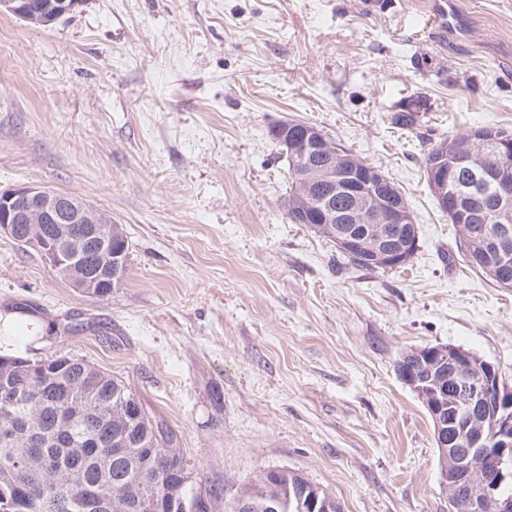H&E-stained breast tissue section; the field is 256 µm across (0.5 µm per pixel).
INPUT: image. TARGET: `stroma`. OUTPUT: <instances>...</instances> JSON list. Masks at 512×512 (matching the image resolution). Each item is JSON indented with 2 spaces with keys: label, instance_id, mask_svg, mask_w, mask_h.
<instances>
[{
  "label": "stroma",
  "instance_id": "stroma-1",
  "mask_svg": "<svg viewBox=\"0 0 512 512\" xmlns=\"http://www.w3.org/2000/svg\"><path fill=\"white\" fill-rule=\"evenodd\" d=\"M444 2L443 28L424 0H84L49 29L0 13V190L76 195L130 244L122 284L92 297L1 235L0 315L43 322L21 357L124 380L219 491L213 512L274 468L342 512H448L396 362L451 345L512 382V288L466 264L424 168L441 140L512 133V0ZM291 120L401 191L409 264L352 266L287 218L269 128Z\"/></svg>",
  "mask_w": 512,
  "mask_h": 512
}]
</instances>
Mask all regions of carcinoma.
<instances>
[{"label": "carcinoma", "instance_id": "1", "mask_svg": "<svg viewBox=\"0 0 512 512\" xmlns=\"http://www.w3.org/2000/svg\"><path fill=\"white\" fill-rule=\"evenodd\" d=\"M460 152V157L491 166L493 161L481 143L467 133L432 147L424 156L429 164L445 147ZM299 173L288 167V197L284 207L288 219L302 208L299 196ZM482 224L470 221L458 225L463 256L473 268L486 272L477 249L470 248L468 239L481 233ZM66 358L59 354L37 362L24 358L9 361L13 366L14 388L23 395L17 402L0 398V487H4L15 504L14 512H30L29 506L41 502L39 512H129L128 505L136 500L156 502L159 510L170 512L167 498L186 497L191 485H180L185 464L171 448L174 436L166 424L144 410L143 425L137 426L147 445H137L117 453L113 439L119 434L114 417L120 404L133 394L123 380L106 374L90 377L82 383L80 367H67L48 377L45 366ZM70 424V433L89 448H69L62 442L61 425ZM53 458V472L33 468L37 457ZM271 491L254 483L246 487L241 497L251 505L250 512H267Z\"/></svg>", "mask_w": 512, "mask_h": 512}]
</instances>
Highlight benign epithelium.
Returning a JSON list of instances; mask_svg holds the SVG:
<instances>
[{
	"label": "benign epithelium",
	"mask_w": 512,
	"mask_h": 512,
	"mask_svg": "<svg viewBox=\"0 0 512 512\" xmlns=\"http://www.w3.org/2000/svg\"><path fill=\"white\" fill-rule=\"evenodd\" d=\"M29 0H0V6L17 17L35 20L41 12L28 11ZM277 141L289 147L291 163L303 175L300 183L309 189L308 202L301 209L299 224L336 226V245L343 252L364 251L379 265L390 268L407 264L418 242V228L398 192L376 169L360 166L347 157L334 154L328 137L316 126L295 132L294 125L282 122L276 128ZM478 139L495 156L494 165L474 169L462 161L448 165L444 154L428 166V179L439 207L462 224L469 213L458 201L467 194L489 197L488 212L495 225L484 226L479 237L488 272L503 285L512 284V137L481 133ZM348 198L350 207L336 210V196ZM105 220L97 209L81 198L45 187L20 186L0 192V234L11 239L35 237L36 225L53 224L61 247L41 253L53 269L70 280L81 292L96 287L98 277L87 273L80 258L92 239L106 254L112 279L120 278L127 264L121 252L109 248L112 233L103 234ZM358 224L377 229L358 233ZM408 225L411 235L395 240L387 225ZM406 358L428 375L400 373L401 379L425 404L435 424V442L442 452V481L448 489V506L462 488L469 490L468 512H512V498L497 491L512 479V385L494 366L474 354L447 345L409 351ZM493 428H487L488 417ZM494 458L493 467L485 460ZM282 472L270 470L260 476L262 483L278 490L266 504L267 512H333L334 502L313 484L295 499H285Z\"/></svg>",
	"instance_id": "benign-epithelium-1"
}]
</instances>
